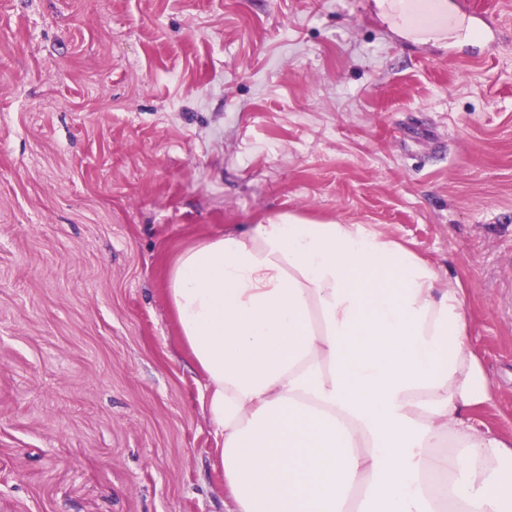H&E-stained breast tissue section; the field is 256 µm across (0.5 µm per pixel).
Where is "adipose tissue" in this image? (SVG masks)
I'll return each mask as SVG.
<instances>
[{"instance_id":"ef3b65f1","label":"adipose tissue","mask_w":512,"mask_h":512,"mask_svg":"<svg viewBox=\"0 0 512 512\" xmlns=\"http://www.w3.org/2000/svg\"><path fill=\"white\" fill-rule=\"evenodd\" d=\"M400 36L470 30L448 0H375ZM167 297L206 380L227 512H512V436L463 290L368 224L279 214L181 250Z\"/></svg>"}]
</instances>
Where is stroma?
I'll return each instance as SVG.
<instances>
[{
	"instance_id": "obj_1",
	"label": "stroma",
	"mask_w": 512,
	"mask_h": 512,
	"mask_svg": "<svg viewBox=\"0 0 512 512\" xmlns=\"http://www.w3.org/2000/svg\"><path fill=\"white\" fill-rule=\"evenodd\" d=\"M400 38L374 0H0V512H225L166 294L295 213L456 277L512 434V0Z\"/></svg>"
}]
</instances>
